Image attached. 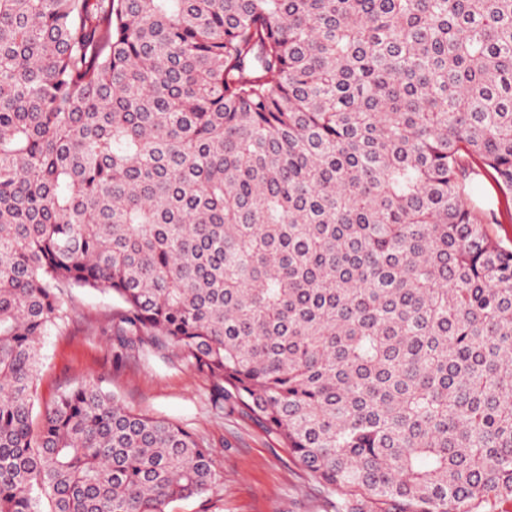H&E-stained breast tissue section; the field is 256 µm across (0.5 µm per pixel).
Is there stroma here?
Segmentation results:
<instances>
[{
	"mask_svg": "<svg viewBox=\"0 0 512 512\" xmlns=\"http://www.w3.org/2000/svg\"><path fill=\"white\" fill-rule=\"evenodd\" d=\"M472 204L488 231L512 246V195L487 177L472 182ZM69 324L40 341V403L89 377L127 407L179 423L210 445L220 482L208 493L170 504L167 512H325V493L281 439L232 402L215 408L211 381L175 356H117L109 320L122 309L112 294L73 289Z\"/></svg>",
	"mask_w": 512,
	"mask_h": 512,
	"instance_id": "obj_1",
	"label": "stroma"
}]
</instances>
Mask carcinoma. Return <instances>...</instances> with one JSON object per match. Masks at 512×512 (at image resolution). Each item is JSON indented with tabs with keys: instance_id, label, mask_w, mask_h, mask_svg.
<instances>
[{
	"instance_id": "1",
	"label": "carcinoma",
	"mask_w": 512,
	"mask_h": 512,
	"mask_svg": "<svg viewBox=\"0 0 512 512\" xmlns=\"http://www.w3.org/2000/svg\"><path fill=\"white\" fill-rule=\"evenodd\" d=\"M512 0H0V512H166L210 447L91 377L74 288L261 419L332 512L512 501ZM471 203L487 214L488 231L505 246H512V195L503 193L485 176L472 182Z\"/></svg>"
}]
</instances>
